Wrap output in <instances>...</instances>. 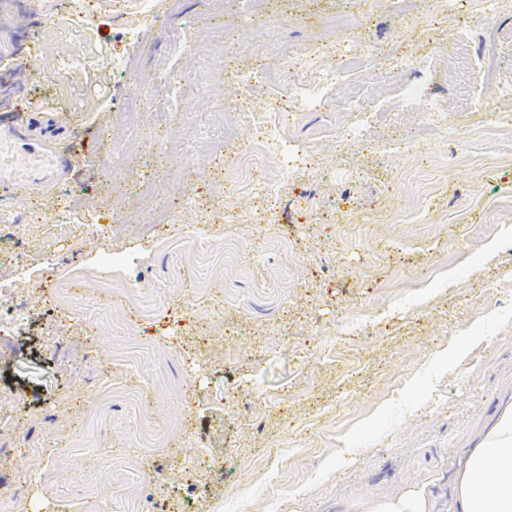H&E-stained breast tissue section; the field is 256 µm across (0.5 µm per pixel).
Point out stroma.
<instances>
[{"label": "stroma", "mask_w": 512, "mask_h": 512, "mask_svg": "<svg viewBox=\"0 0 512 512\" xmlns=\"http://www.w3.org/2000/svg\"><path fill=\"white\" fill-rule=\"evenodd\" d=\"M155 3L158 20L133 49L119 19L127 0H106L91 19L64 7L44 16L39 0L0 14L12 36L0 46V118L21 125L49 111L65 127L69 171L33 193L40 236H52L61 197L76 223L110 224L113 189L163 157L198 187L213 227L198 244L194 212L180 209L181 241L159 247L147 202L110 241L59 242L63 273L108 269L116 253L127 263L110 288L79 283L63 296L37 274L38 243L0 244L1 272L36 271L18 287L23 328L0 338V497L16 512H98L107 500L116 512H163L185 496L189 512H357L427 483L447 512L467 449L512 402V131L484 127L482 109L496 82L512 80V46L456 90L433 43L451 23L473 56L486 55L491 31L512 33V9L487 22L477 0H448L426 32L389 8L364 16L356 36L411 63L345 75L375 99L360 128L368 149L323 137L320 103L290 113V141L261 164L279 181L270 235L259 199L228 175L245 139L224 145L223 169L187 160L196 62L167 58V31L200 19L218 26L239 68L276 66L284 47L332 39L325 23L345 2L266 0L262 28L249 25L245 0ZM116 53L129 59L125 74L112 72ZM162 59L179 123L153 141L145 113L139 153L106 150L127 141L119 114L146 97L140 77ZM211 64L212 118L229 123L245 88L223 54ZM399 84L426 94L402 102ZM435 102L455 131L442 142L425 131ZM106 366L120 388L104 404ZM77 444L85 459L69 454Z\"/></svg>", "instance_id": "1"}]
</instances>
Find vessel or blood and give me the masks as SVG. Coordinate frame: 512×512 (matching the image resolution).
<instances>
[{"instance_id":"vessel-or-blood-1","label":"vessel or blood","mask_w":512,"mask_h":512,"mask_svg":"<svg viewBox=\"0 0 512 512\" xmlns=\"http://www.w3.org/2000/svg\"><path fill=\"white\" fill-rule=\"evenodd\" d=\"M66 160L48 133L34 125L0 123V191L23 195L64 174Z\"/></svg>"}]
</instances>
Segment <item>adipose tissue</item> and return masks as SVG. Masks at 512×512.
<instances>
[{
	"label": "adipose tissue",
	"mask_w": 512,
	"mask_h": 512,
	"mask_svg": "<svg viewBox=\"0 0 512 512\" xmlns=\"http://www.w3.org/2000/svg\"><path fill=\"white\" fill-rule=\"evenodd\" d=\"M361 512H436V500L422 484L380 501H365ZM454 512H512V405L461 465Z\"/></svg>",
	"instance_id": "obj_1"
}]
</instances>
